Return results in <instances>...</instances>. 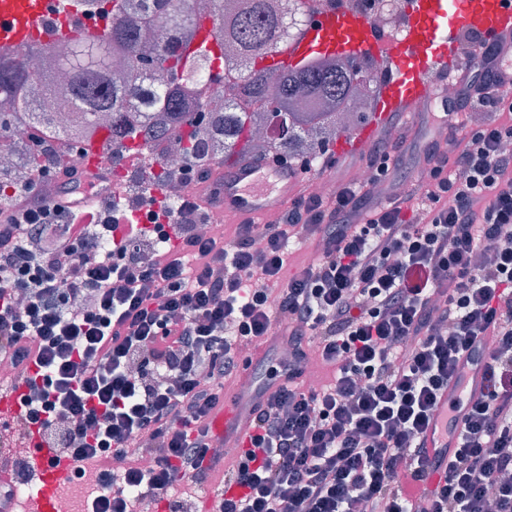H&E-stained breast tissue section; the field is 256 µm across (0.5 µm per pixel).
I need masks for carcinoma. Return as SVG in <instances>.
<instances>
[{
	"instance_id": "cac0c4a2",
	"label": "carcinoma",
	"mask_w": 512,
	"mask_h": 512,
	"mask_svg": "<svg viewBox=\"0 0 512 512\" xmlns=\"http://www.w3.org/2000/svg\"><path fill=\"white\" fill-rule=\"evenodd\" d=\"M294 16L268 14L264 0H252L229 30L213 27L218 51L202 50L186 58L180 46L191 42L203 20L217 23L216 14L197 7V0H138L142 17L158 23L151 49L145 31L132 15L130 0H117L97 40L76 34L45 51L33 46L22 57L0 52V134L17 126L20 113L29 127L45 136L72 143L89 141L107 131L111 140L160 145L172 136L184 142L185 158L201 169L212 163L215 150L226 162L242 153L261 155L268 149L292 158L307 150L321 154L336 137L367 123L369 113L354 109L360 97H371L369 74L358 62L333 56L308 66L278 72L260 67L261 59L290 40L288 26L301 30L308 0H294ZM51 59L70 75L63 93L71 120L49 123L35 107L32 90L52 85V75L37 74L27 57ZM250 61L236 97L213 112L198 111L201 88L212 82L214 66L231 56Z\"/></svg>"
}]
</instances>
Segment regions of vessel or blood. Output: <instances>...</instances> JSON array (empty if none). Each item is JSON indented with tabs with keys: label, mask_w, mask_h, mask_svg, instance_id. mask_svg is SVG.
<instances>
[{
	"label": "vessel or blood",
	"mask_w": 512,
	"mask_h": 512,
	"mask_svg": "<svg viewBox=\"0 0 512 512\" xmlns=\"http://www.w3.org/2000/svg\"><path fill=\"white\" fill-rule=\"evenodd\" d=\"M79 16L74 0H0V47L20 53L34 43L50 48L64 26L82 31L91 40L101 36V28L86 26ZM466 32L490 39L511 35L512 0H407L400 33L394 37L380 34L366 14L339 0L335 6L313 10L300 33L268 56L265 64L288 71L327 55L383 64L379 101L369 122L336 143L337 153L357 154L393 113L417 112L425 103L442 104L448 86L440 78L457 55L460 35ZM296 181L294 171L285 166L238 165L224 177L217 212L246 220L283 209L294 195ZM460 368V380L450 381L444 389L423 438L431 461L442 468L458 445L457 426L488 384L483 351L467 353ZM25 392L21 382L0 386L1 425L16 422ZM260 401L256 394L247 400L226 399L223 409L211 418L213 435L231 447L245 439L248 408ZM13 453L25 460L33 476L25 497L17 501L20 512H54L56 497L68 483L75 460L38 439L18 440Z\"/></svg>",
	"instance_id": "vessel-or-blood-1"
}]
</instances>
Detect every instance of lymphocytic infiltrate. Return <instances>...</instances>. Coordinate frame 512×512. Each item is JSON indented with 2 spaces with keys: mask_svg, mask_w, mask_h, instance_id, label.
I'll use <instances>...</instances> for the list:
<instances>
[{
  "mask_svg": "<svg viewBox=\"0 0 512 512\" xmlns=\"http://www.w3.org/2000/svg\"><path fill=\"white\" fill-rule=\"evenodd\" d=\"M462 59L448 136L411 188L390 190L402 141L388 140L369 178L302 190L229 242L214 188L151 224L109 198L71 206V148L31 134L0 204V354L28 386L18 436L97 459L85 512H187L205 492L216 512H512V49L471 34ZM297 236L316 258L294 266ZM275 336L286 377L260 388L247 445L220 467L224 383ZM482 336L486 391L442 482L417 491L421 435ZM313 361L333 379L300 385Z\"/></svg>",
  "mask_w": 512,
  "mask_h": 512,
  "instance_id": "lymphocytic-infiltrate-1",
  "label": "lymphocytic infiltrate"
}]
</instances>
